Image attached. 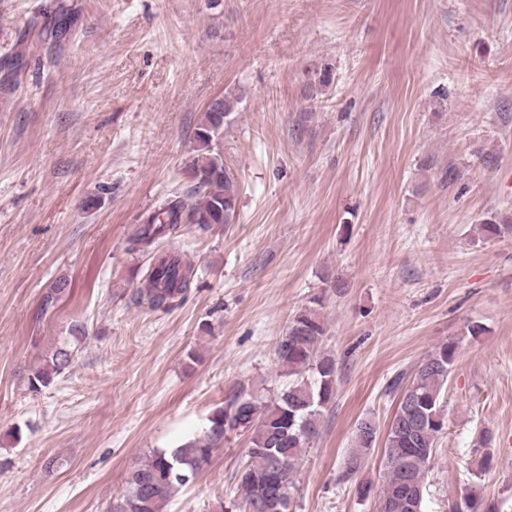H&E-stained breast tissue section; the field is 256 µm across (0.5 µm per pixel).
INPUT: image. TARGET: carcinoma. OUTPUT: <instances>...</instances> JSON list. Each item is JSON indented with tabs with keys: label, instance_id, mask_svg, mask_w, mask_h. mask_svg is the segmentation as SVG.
Here are the masks:
<instances>
[{
	"label": "carcinoma",
	"instance_id": "1",
	"mask_svg": "<svg viewBox=\"0 0 512 512\" xmlns=\"http://www.w3.org/2000/svg\"><path fill=\"white\" fill-rule=\"evenodd\" d=\"M237 100L225 97L210 104L196 129L201 153L186 166L190 186L174 189L160 204L145 213L132 243L138 250L154 251L153 263L132 294L133 302L154 311H169L186 298L196 275L179 255L159 249L162 240L182 224L203 229L213 224H233L237 219L239 185L224 166L212 143L224 130V121L235 111ZM487 238L512 235V211L498 212L480 225ZM67 281H58L41 303L47 312L62 299ZM326 329L317 311L307 308L290 320L277 347L278 365L288 373V385L265 399L240 386L214 410L204 434L175 448H156L132 469L123 492L112 498L108 512H163L181 490L193 484L230 433L248 437L247 461L236 471L230 505L240 512H255L266 483L278 474L285 491L296 496L297 474L307 449L319 435L324 410L336 391V363L318 353ZM85 328L74 324L70 336L42 359L30 385L47 387L71 367L77 343ZM453 341L441 344L418 366L401 391L384 442V469L380 496L384 512H424L426 475L435 456L439 435L445 428L441 401L456 358ZM379 429L370 419L356 425V448L343 461L342 477L350 480L362 469L365 457L376 447Z\"/></svg>",
	"mask_w": 512,
	"mask_h": 512
}]
</instances>
